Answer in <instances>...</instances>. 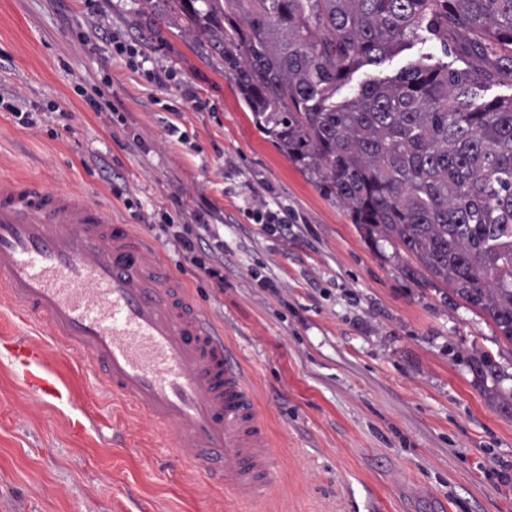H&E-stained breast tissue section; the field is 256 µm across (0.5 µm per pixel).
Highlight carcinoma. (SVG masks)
Here are the masks:
<instances>
[{
	"label": "carcinoma",
	"instance_id": "1",
	"mask_svg": "<svg viewBox=\"0 0 512 512\" xmlns=\"http://www.w3.org/2000/svg\"><path fill=\"white\" fill-rule=\"evenodd\" d=\"M194 25L222 33L224 72L256 125L370 240L410 253L427 282L449 287L512 344V99L476 102L487 74L412 65L370 81L342 105L336 85L426 28L468 26L477 57L512 76V0H175ZM512 415V374L469 358Z\"/></svg>",
	"mask_w": 512,
	"mask_h": 512
}]
</instances>
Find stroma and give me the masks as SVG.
Returning <instances> with one entry per match:
<instances>
[{"label": "stroma", "mask_w": 512, "mask_h": 512, "mask_svg": "<svg viewBox=\"0 0 512 512\" xmlns=\"http://www.w3.org/2000/svg\"><path fill=\"white\" fill-rule=\"evenodd\" d=\"M470 37L422 33L332 100L456 58ZM0 96L37 121L0 108V174L85 192L157 245L248 371L278 460L251 502L211 486L173 456L172 432L113 397L82 353L0 290V340L43 346L71 392L38 399L0 347V512H512V418L467 360L486 352L512 373V343L426 284L414 257L365 240L318 175L255 124L175 0H0ZM261 205L284 217L276 231L248 219ZM186 207L211 225L202 249L224 245L223 288L159 229Z\"/></svg>", "instance_id": "stroma-1"}]
</instances>
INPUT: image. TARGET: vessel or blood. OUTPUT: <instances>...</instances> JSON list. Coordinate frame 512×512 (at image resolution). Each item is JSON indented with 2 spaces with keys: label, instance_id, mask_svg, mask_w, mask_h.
<instances>
[{
  "label": "vessel or blood",
  "instance_id": "1",
  "mask_svg": "<svg viewBox=\"0 0 512 512\" xmlns=\"http://www.w3.org/2000/svg\"><path fill=\"white\" fill-rule=\"evenodd\" d=\"M0 288L79 349L113 396L173 427L177 455L249 502L275 477L256 393L156 248L79 192L0 177ZM27 391L54 404L69 389L26 339L5 341Z\"/></svg>",
  "mask_w": 512,
  "mask_h": 512
}]
</instances>
